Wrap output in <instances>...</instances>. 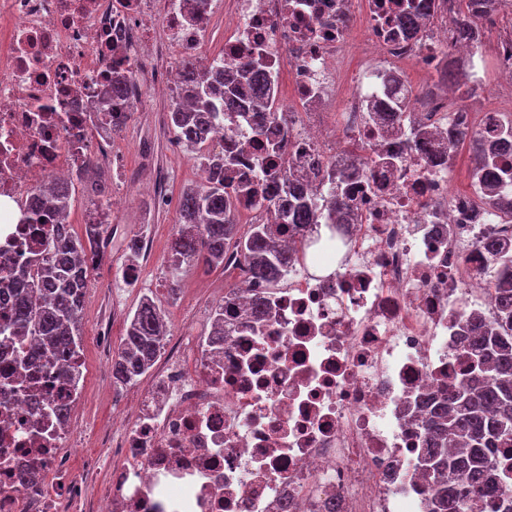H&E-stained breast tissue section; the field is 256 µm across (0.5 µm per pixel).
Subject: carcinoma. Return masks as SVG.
<instances>
[{
	"mask_svg": "<svg viewBox=\"0 0 512 512\" xmlns=\"http://www.w3.org/2000/svg\"><path fill=\"white\" fill-rule=\"evenodd\" d=\"M477 0H426L424 6L409 7L394 23L415 34L426 32L434 18L447 11L451 18L448 42L480 41L481 31L473 27ZM185 92L196 110L168 113L176 137L203 133L202 112L237 110L246 105L262 124L276 119L268 109L270 88L266 75L254 62L243 64L245 82L220 97L195 60L183 65ZM476 156L474 176L487 169L506 171L509 159L502 154L505 141L490 146L483 138L463 133ZM73 184L58 186L44 210V223L56 225L54 256L33 269L29 284L16 293L11 316L0 327V336L35 337L36 345L22 358L19 368L33 365L47 368L58 352L82 356L80 314L92 267L86 263L91 253L101 252L100 232L93 229L79 238L65 227ZM238 198L224 181V171L205 178L203 187L185 192L179 201V225L170 245L171 290H176L184 265L216 268L229 266L235 257L250 279L275 283L281 276L282 255L277 236L291 225L301 232L315 226L312 204L295 198L287 211L278 213L279 224H251L239 233ZM487 250L503 267H512V253L495 240ZM500 321L478 324L466 338L467 382L451 386L433 402L425 429L429 447L421 455L425 470L435 478L448 477L438 484L430 499L429 512H465L468 502L493 499V512H512V281L498 285ZM161 301L144 295L135 309L124 336L112 375L121 383H131L147 373L161 354L163 330ZM456 448L458 452L448 453Z\"/></svg>",
	"mask_w": 512,
	"mask_h": 512,
	"instance_id": "cac0c4a2",
	"label": "carcinoma"
}]
</instances>
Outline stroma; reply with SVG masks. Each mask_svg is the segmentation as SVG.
I'll return each mask as SVG.
<instances>
[{"label": "stroma", "mask_w": 512, "mask_h": 512, "mask_svg": "<svg viewBox=\"0 0 512 512\" xmlns=\"http://www.w3.org/2000/svg\"><path fill=\"white\" fill-rule=\"evenodd\" d=\"M169 109L168 100L147 96L123 130L112 137L113 152L120 154L125 166L131 169L140 168L141 143L150 141L155 165L169 171L171 178L159 196L143 191L135 183L117 178L112 181V196L123 199L124 204L112 212V246L105 263L89 275L81 313L85 401L71 420L76 435L71 455L76 461L85 453L86 438L111 429L113 414H122L125 421H132L126 406L151 381L146 374L131 384L114 383L112 366L102 355L100 334L108 333L112 351H119L128 316L146 293L162 300L171 334L183 336L209 328L217 305L211 287L221 285L229 289L241 284L240 271L230 267L220 266L207 272L189 267L178 289L170 287L169 245L178 223L179 199L187 189L201 186L202 177L193 154L173 145L175 135L167 122ZM134 236L148 241L150 256L141 280L131 285L123 271L127 264L125 245Z\"/></svg>", "instance_id": "obj_1"}]
</instances>
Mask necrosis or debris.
I'll use <instances>...</instances> for the list:
<instances>
[{
	"label": "necrosis or debris",
	"instance_id": "necrosis-or-debris-1",
	"mask_svg": "<svg viewBox=\"0 0 512 512\" xmlns=\"http://www.w3.org/2000/svg\"><path fill=\"white\" fill-rule=\"evenodd\" d=\"M214 2L0 0V200L35 212L95 155L111 153L121 169L114 129L146 90L182 100V64L198 57ZM406 2L233 0L215 69L230 85L261 58L272 111L286 109L287 75L301 112L261 126L243 111L212 121L202 166L234 158L244 215L283 177L320 196L338 190L350 208L332 217L318 205L332 226L321 246L284 233L283 286L251 281L224 295L223 339L168 343L133 423L112 425L123 465L107 470L96 504L71 468L68 422L48 406L79 405L80 383L18 374L21 344L0 340V512H424L435 488L414 466L428 441L425 404L462 382L457 345L474 316L496 322V285L512 279L484 248H512V172L455 193L460 135L498 139L512 113L474 116L442 79L412 89L400 64L420 56L418 39L385 21ZM357 3L377 59L340 103L348 30L336 18ZM428 40L447 48L443 64L462 82L483 85L477 46L444 32ZM158 53L171 62L143 87L137 65ZM117 72L129 93L105 100ZM405 102L414 120L399 117ZM52 242L1 224L0 276L25 287ZM256 299L262 315L243 319ZM29 468L33 479L18 485Z\"/></svg>",
	"mask_w": 512,
	"mask_h": 512
}]
</instances>
